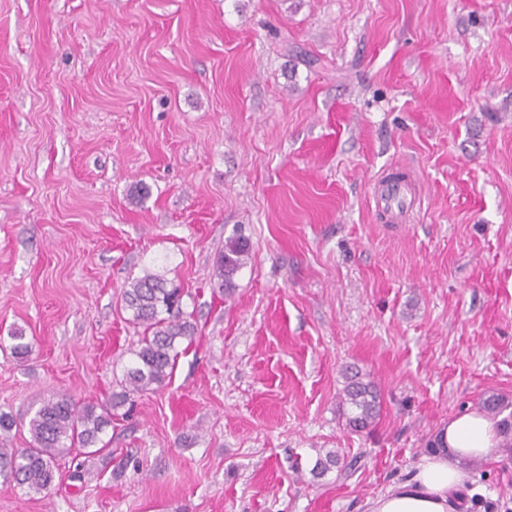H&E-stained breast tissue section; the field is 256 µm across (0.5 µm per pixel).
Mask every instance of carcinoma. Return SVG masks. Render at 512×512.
Masks as SVG:
<instances>
[{
	"mask_svg": "<svg viewBox=\"0 0 512 512\" xmlns=\"http://www.w3.org/2000/svg\"><path fill=\"white\" fill-rule=\"evenodd\" d=\"M251 252L248 240L234 237L224 245L213 287L224 291L234 287V276L246 265ZM182 289L172 281L149 271L132 279L123 292V302L133 324L143 327V336L132 350L133 362L123 375L122 390L106 404H79L63 394L43 404L29 421L27 448L0 446V478L31 492H49L57 462L88 448L107 449L102 435L112 424V411L123 407L132 396L155 392L171 378L178 356L177 345L195 335L196 325L179 310ZM7 347L12 358L29 356L31 343L21 332L10 336ZM342 403L349 406L345 425L352 432L367 430L380 412V398L371 380L360 371L346 372ZM479 408L495 418L506 408L497 394H488Z\"/></svg>",
	"mask_w": 512,
	"mask_h": 512,
	"instance_id": "cac0c4a2",
	"label": "carcinoma"
}]
</instances>
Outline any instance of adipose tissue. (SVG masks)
I'll return each instance as SVG.
<instances>
[{
    "label": "adipose tissue",
    "instance_id": "1",
    "mask_svg": "<svg viewBox=\"0 0 512 512\" xmlns=\"http://www.w3.org/2000/svg\"><path fill=\"white\" fill-rule=\"evenodd\" d=\"M506 441L496 419L474 409L457 414L439 428L410 477L367 500L366 512H460L467 464L498 458Z\"/></svg>",
    "mask_w": 512,
    "mask_h": 512
}]
</instances>
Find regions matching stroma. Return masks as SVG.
Listing matches in <instances>:
<instances>
[{
    "label": "stroma",
    "mask_w": 512,
    "mask_h": 512,
    "mask_svg": "<svg viewBox=\"0 0 512 512\" xmlns=\"http://www.w3.org/2000/svg\"><path fill=\"white\" fill-rule=\"evenodd\" d=\"M146 270L197 324L169 383L0 512H363L448 418L512 404V0H0V338L33 345L0 354L9 447L120 391ZM349 367L380 391L361 433ZM468 470V512H512V447ZM251 252L250 243L240 236L231 238L224 245V252L221 254L215 272L213 288H219L224 294V288L234 287V276L246 265Z\"/></svg>",
    "instance_id": "stroma-1"
}]
</instances>
